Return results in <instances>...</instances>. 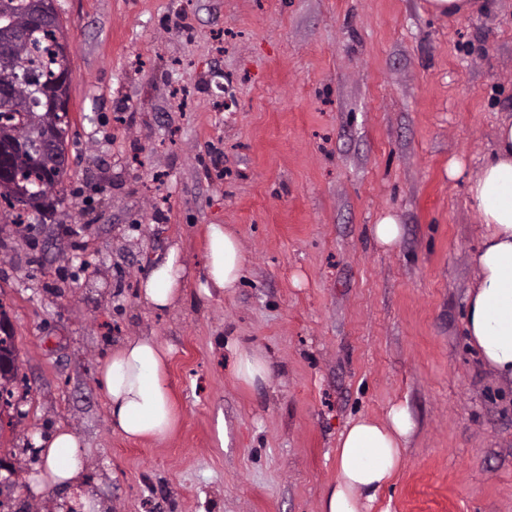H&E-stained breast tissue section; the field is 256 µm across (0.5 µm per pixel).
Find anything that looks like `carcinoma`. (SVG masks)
<instances>
[{
	"label": "carcinoma",
	"instance_id": "cac0c4a2",
	"mask_svg": "<svg viewBox=\"0 0 512 512\" xmlns=\"http://www.w3.org/2000/svg\"><path fill=\"white\" fill-rule=\"evenodd\" d=\"M44 0H0V41L8 43L26 77L11 85L9 99L0 102V201L23 212L43 213L61 198L67 161L46 152L39 135L57 127L68 132L67 116L37 99L36 86L53 84L65 63L68 41L58 17L44 19ZM16 350L0 337V397L12 392L17 376L12 365Z\"/></svg>",
	"mask_w": 512,
	"mask_h": 512
}]
</instances>
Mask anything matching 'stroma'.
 <instances>
[{
	"label": "stroma",
	"mask_w": 512,
	"mask_h": 512,
	"mask_svg": "<svg viewBox=\"0 0 512 512\" xmlns=\"http://www.w3.org/2000/svg\"><path fill=\"white\" fill-rule=\"evenodd\" d=\"M424 0H57L70 44L69 165L47 220L0 222V307L24 380L0 427V512L35 496L43 441L82 444L102 512H320L353 417L418 429L372 512H512V383L466 334L479 244L465 180L512 114V0L437 18ZM397 214L399 243L371 227ZM245 275L200 289L204 230ZM175 309L140 288L170 248ZM150 335L179 417L113 433L98 371ZM261 349L268 382L233 375Z\"/></svg>",
	"instance_id": "obj_1"
}]
</instances>
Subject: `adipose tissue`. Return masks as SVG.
I'll use <instances>...</instances> for the list:
<instances>
[{
  "label": "adipose tissue",
  "mask_w": 512,
  "mask_h": 512,
  "mask_svg": "<svg viewBox=\"0 0 512 512\" xmlns=\"http://www.w3.org/2000/svg\"><path fill=\"white\" fill-rule=\"evenodd\" d=\"M467 194L478 219L480 244L470 263L475 278L468 290L466 331L483 363L502 380L512 381V117L502 119L493 146L468 175ZM244 256L234 231L223 224L206 228L204 294L237 288ZM185 266L178 249L154 264L141 295L152 308L168 310L182 296ZM171 349L153 336H137L113 348L99 368L113 432L137 441H161L174 433L178 416L168 387ZM416 431L406 404H393L378 420H349L336 445V481L321 512H370L381 491L400 472ZM86 455L66 429L56 431L44 449V465L31 488L55 497L74 489L82 512H100L99 502L80 493Z\"/></svg>",
  "instance_id": "ef3b65f1"
}]
</instances>
